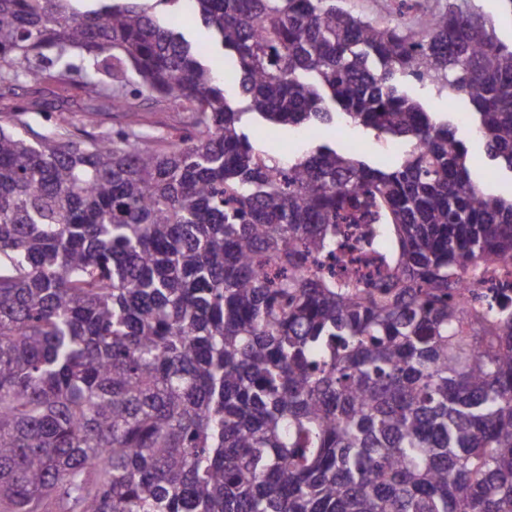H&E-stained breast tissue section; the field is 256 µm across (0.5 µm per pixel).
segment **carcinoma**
Here are the masks:
<instances>
[{"mask_svg": "<svg viewBox=\"0 0 512 512\" xmlns=\"http://www.w3.org/2000/svg\"><path fill=\"white\" fill-rule=\"evenodd\" d=\"M0 0V97L76 81L133 125L0 122V504L48 512H512V262L448 119L512 173V43L453 2L417 29L341 0H189L232 84L150 0ZM344 120L404 145L283 161L246 128ZM370 225L358 248L350 224ZM407 86L408 92L421 102L427 112H433L440 118H446L450 115L448 112H456V104L461 100L464 101L463 99L450 101L444 96L437 95L429 86L414 80H410Z\"/></svg>", "mask_w": 512, "mask_h": 512, "instance_id": "obj_1", "label": "carcinoma"}]
</instances>
